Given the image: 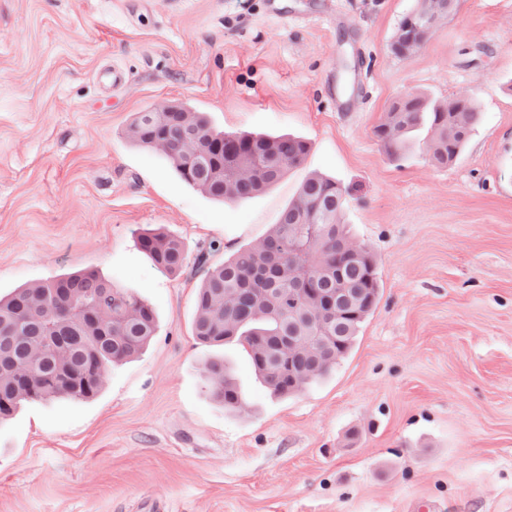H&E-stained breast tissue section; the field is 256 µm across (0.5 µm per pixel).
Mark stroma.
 Segmentation results:
<instances>
[{
    "label": "stroma",
    "mask_w": 512,
    "mask_h": 512,
    "mask_svg": "<svg viewBox=\"0 0 512 512\" xmlns=\"http://www.w3.org/2000/svg\"><path fill=\"white\" fill-rule=\"evenodd\" d=\"M416 4L0 0V296L93 271L158 325L95 398L0 421V512H512V0H456L394 55ZM416 91L481 113L448 166L420 137L390 159L374 133ZM170 104L311 150L217 201L129 136ZM313 172L346 187L382 297L328 377L277 398L239 346L196 341V257L262 239ZM156 228L184 242L180 272L138 247ZM211 359L239 408L210 399ZM428 0H419L415 9L409 14H423L421 16L415 17L413 19H409V25L420 26V25H429L433 24L431 30H434L437 25V16L439 12L436 13H428L429 4ZM408 15V16H409ZM407 16V17H408ZM406 17V18H407ZM406 18L400 24L397 33L392 42V50L395 55L404 56L407 55L416 49L422 47L429 39L430 35L433 31H427L424 29H408L405 26ZM412 47H416L412 49Z\"/></svg>",
    "instance_id": "35a3bbf8"
}]
</instances>
